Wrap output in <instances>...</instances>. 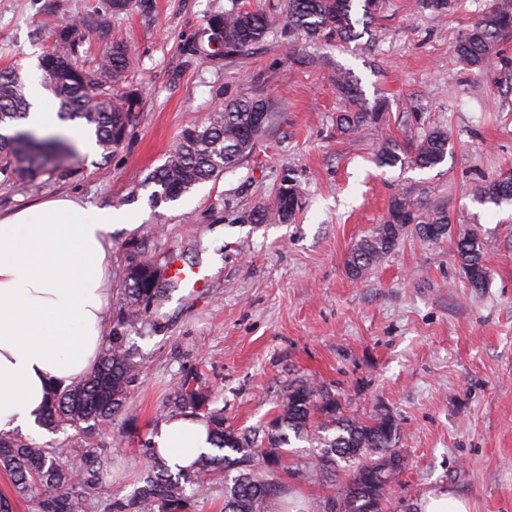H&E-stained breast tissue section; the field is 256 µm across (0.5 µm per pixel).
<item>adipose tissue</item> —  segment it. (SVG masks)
<instances>
[{
	"instance_id": "1",
	"label": "adipose tissue",
	"mask_w": 512,
	"mask_h": 512,
	"mask_svg": "<svg viewBox=\"0 0 512 512\" xmlns=\"http://www.w3.org/2000/svg\"><path fill=\"white\" fill-rule=\"evenodd\" d=\"M120 221L69 196L0 217V434L36 435L49 386L97 365ZM153 441L183 467L209 446L205 424L190 416L161 422Z\"/></svg>"
}]
</instances>
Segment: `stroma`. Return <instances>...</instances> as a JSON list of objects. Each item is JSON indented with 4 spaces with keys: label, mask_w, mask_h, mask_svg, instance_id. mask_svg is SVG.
<instances>
[{
    "label": "stroma",
    "mask_w": 512,
    "mask_h": 512,
    "mask_svg": "<svg viewBox=\"0 0 512 512\" xmlns=\"http://www.w3.org/2000/svg\"><path fill=\"white\" fill-rule=\"evenodd\" d=\"M236 0H147L121 14L105 0H0V68L27 66L51 47L47 22L93 24L76 49L96 65L106 42L127 44L135 64L123 89L141 112L110 158L81 153L80 175L0 185V213L70 195L126 212L132 226L112 231V286L128 255L141 250L162 268L194 267L198 288L177 287L154 303L147 328L127 344L141 368L129 403L95 438L115 468L102 502L130 494L145 467L142 443L166 415L178 384L210 391L212 410L235 429L263 431L289 385L328 389L341 415L389 414L405 466L384 512H422L435 490H451L468 512H512V206L478 203V181L512 168V33L491 73L455 53L461 30L486 0H456L437 16L422 0H385L362 35L347 43L312 41L288 29L287 0H237L276 18L261 43L230 60L193 45L207 19ZM358 81L381 124L340 134L345 108L337 71ZM266 100L276 118L236 169L198 185L181 202L148 201L147 176L163 164L181 130L207 121L228 98ZM435 126L448 129V157L432 169L408 161ZM401 158L378 166L383 142ZM291 182L300 199L285 224H253ZM443 203L453 217L447 239L404 236L363 278L347 270L351 248L381 224L391 197ZM476 230L491 270L487 288L470 287L456 257L459 233ZM317 451L292 440L266 512L313 501L327 505L350 475L335 481L302 472Z\"/></svg>",
    "instance_id": "stroma-1"
}]
</instances>
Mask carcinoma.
Returning a JSON list of instances; mask_svg holds the SVG:
<instances>
[{
  "label": "carcinoma",
  "instance_id": "cac0c4a2",
  "mask_svg": "<svg viewBox=\"0 0 512 512\" xmlns=\"http://www.w3.org/2000/svg\"><path fill=\"white\" fill-rule=\"evenodd\" d=\"M353 2L288 0L286 24L315 41L330 37L345 42L356 37V26L371 23L382 8V0H360L362 14L356 17ZM276 24V19L262 13L232 8L209 17L207 29H220L222 55L232 59L264 41ZM511 29L512 0H490L459 35L455 52L467 66L489 70L499 54L500 39ZM80 30L76 25L51 27L52 49L39 60L42 85L59 102L57 118L77 121L92 130L106 159L126 140L138 119L139 99L134 94L119 103L112 101V88L127 81L133 59L128 46L111 41L104 46L99 66L84 69L75 60ZM28 86L21 69H0V129L13 131L0 134V182H29L44 173L59 181L77 176L79 153L74 144L55 134L21 127L29 114ZM336 87L348 104V110L336 119L342 133L355 134L380 123L379 112L361 106L358 83L349 73H336ZM272 120L265 101L243 96L225 101L206 124L183 129L175 149L144 183L152 188L151 204L174 202L197 185L235 168L253 151ZM448 143L446 129L431 130L415 145L414 165L425 169L441 164ZM474 197L496 207L512 204V181L484 180L476 185ZM298 209L297 191L285 184L274 203L256 209L250 219L255 224L286 223ZM451 225L446 207L396 194L384 222L353 246L348 271L358 279L395 250L406 234L438 243L448 237ZM456 253L470 286L486 287L490 269L481 237L475 232L458 237ZM129 260L141 268V274L126 278L122 285L119 312L96 368L63 389L50 390L39 416L42 427L54 431L69 427L79 435H90L126 405L138 371L135 355L126 347L127 332L149 317V308L160 293L150 280L151 257L138 251ZM210 402L208 392L182 384L172 392L168 408L177 415L202 418L217 453L201 455L188 468L174 472L153 447L145 446L146 473L139 478L140 486L131 496L107 503V512H195L197 493L188 492L187 486L207 475L233 470L237 476L232 483H224V512H261L263 504L280 492L264 474L282 467L291 434L299 440L312 437L320 448L307 476L331 475L339 459L351 464L352 474L328 512H383L389 484L405 465L396 449L398 427L389 415L367 420L340 417L335 396L302 381L288 386L277 415L259 435L225 427L223 415L209 410ZM257 458L263 464L262 474L252 465ZM0 470L10 476L19 496L35 504V512H91L99 485L112 471V452L80 445L46 448L0 435Z\"/></svg>",
  "mask_w": 512,
  "mask_h": 512
}]
</instances>
